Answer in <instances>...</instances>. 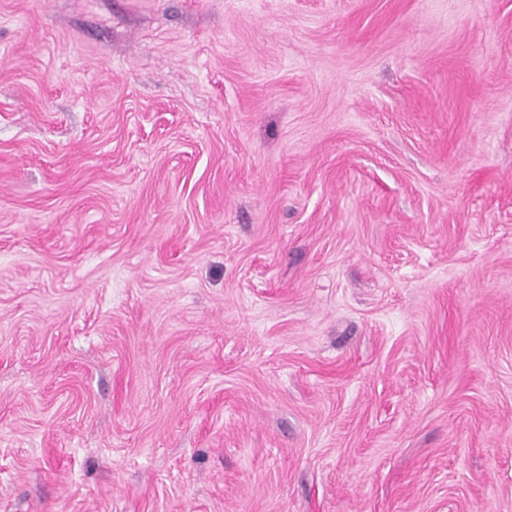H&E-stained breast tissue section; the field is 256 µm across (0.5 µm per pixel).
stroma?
Wrapping results in <instances>:
<instances>
[{
  "mask_svg": "<svg viewBox=\"0 0 512 512\" xmlns=\"http://www.w3.org/2000/svg\"><path fill=\"white\" fill-rule=\"evenodd\" d=\"M0 512H512V0H0Z\"/></svg>",
  "mask_w": 512,
  "mask_h": 512,
  "instance_id": "obj_1",
  "label": "stroma"
}]
</instances>
